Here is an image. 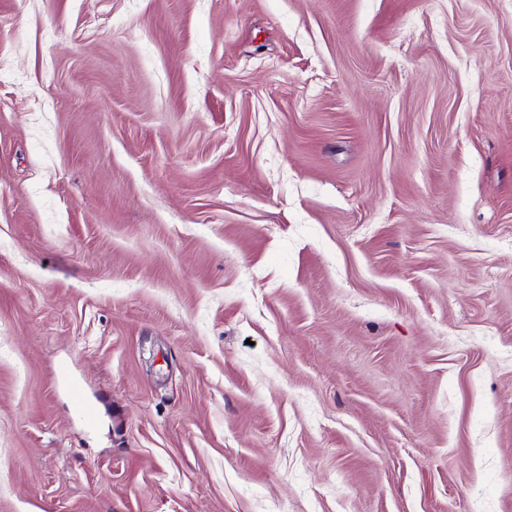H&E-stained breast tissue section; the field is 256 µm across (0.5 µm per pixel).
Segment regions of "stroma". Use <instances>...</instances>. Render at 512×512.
I'll return each mask as SVG.
<instances>
[{
  "label": "stroma",
  "instance_id": "1",
  "mask_svg": "<svg viewBox=\"0 0 512 512\" xmlns=\"http://www.w3.org/2000/svg\"><path fill=\"white\" fill-rule=\"evenodd\" d=\"M0 512H512V0H0ZM67 386L80 420L87 427L93 426L97 419L96 405L84 397L83 387L79 382L69 380Z\"/></svg>",
  "mask_w": 512,
  "mask_h": 512
}]
</instances>
